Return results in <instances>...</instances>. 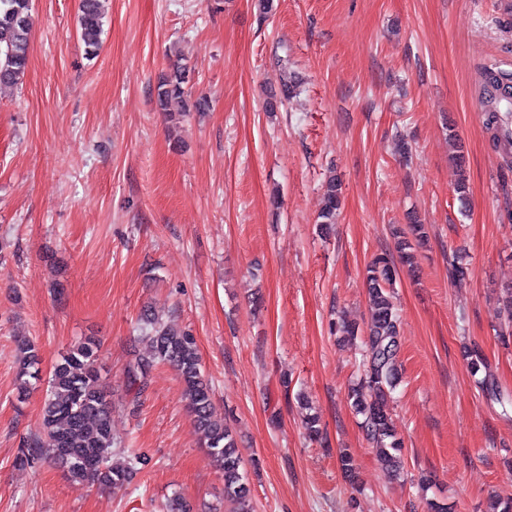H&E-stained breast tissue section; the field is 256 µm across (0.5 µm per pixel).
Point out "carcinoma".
I'll list each match as a JSON object with an SVG mask.
<instances>
[{
	"mask_svg": "<svg viewBox=\"0 0 512 512\" xmlns=\"http://www.w3.org/2000/svg\"><path fill=\"white\" fill-rule=\"evenodd\" d=\"M79 11L80 37L89 53L95 55L101 48L103 0H80ZM32 26V0H0V86L15 85L23 77L28 66ZM185 83L186 67L171 65L156 87V106L169 114L202 109L205 99L192 98ZM503 88L504 78L494 73L487 76V128L511 160L512 130L493 108ZM341 194V184L336 179L326 183L318 221L323 234L329 233L336 223ZM409 221L407 228L396 232L394 252L375 256L367 267L371 320L366 329L346 319L336 323V334L345 339L363 336L366 363L350 388L351 406L362 417V428L381 465L397 474L404 468L403 441L388 410V398L401 378L399 320L393 301L397 273L394 255L413 266L416 247L425 234L417 217L412 216ZM139 324L147 349L125 371L130 404L139 406L155 366L167 364L174 368L183 384L186 409L195 432L223 474L224 501L233 506L232 512H252L251 490L242 471L238 442L226 419L216 411L212 387L202 372L194 337L162 322L150 307L140 314ZM18 347L21 363L17 399L22 401L28 396L31 380L38 379L39 352L28 339L18 341ZM100 351V341L88 336L56 364L48 381L39 434L20 449L17 463L31 467L51 458L70 479L115 491L132 482L144 459L133 454L123 461L114 460L117 442L112 431V389L102 380Z\"/></svg>",
	"mask_w": 512,
	"mask_h": 512,
	"instance_id": "carcinoma-1",
	"label": "carcinoma"
}]
</instances>
